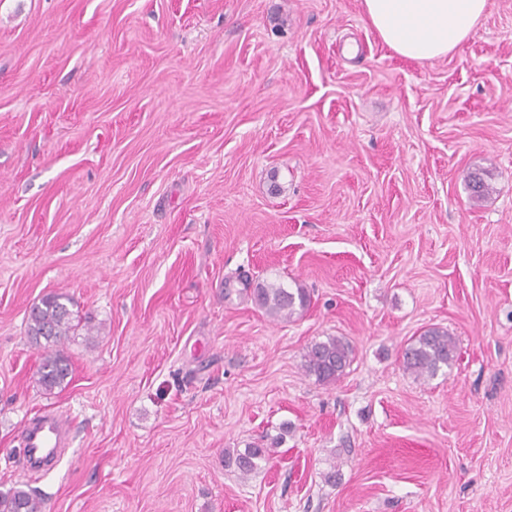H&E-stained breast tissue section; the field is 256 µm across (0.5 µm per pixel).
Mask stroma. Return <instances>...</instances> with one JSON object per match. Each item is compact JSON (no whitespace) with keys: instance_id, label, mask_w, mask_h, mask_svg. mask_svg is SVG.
I'll list each match as a JSON object with an SVG mask.
<instances>
[{"instance_id":"1","label":"stroma","mask_w":512,"mask_h":512,"mask_svg":"<svg viewBox=\"0 0 512 512\" xmlns=\"http://www.w3.org/2000/svg\"><path fill=\"white\" fill-rule=\"evenodd\" d=\"M490 193L472 202L469 172ZM262 280L310 308L267 318ZM73 297L70 383L30 307ZM447 372L401 365L430 327ZM346 339L334 385L303 370ZM72 425L26 472L22 427ZM278 453L249 478V443ZM45 512H512V0L448 56L362 0H0V491ZM455 359V342L448 331L432 328L412 338L402 352V367L418 379H433ZM352 348L342 338L330 336L313 344L304 356L303 368L319 384L338 381L352 362ZM276 448H263L258 445H248L243 451L226 449L224 451V464L234 466L243 477H247L261 468V463L268 462L276 453ZM43 502L23 488L13 487L0 492V512H43Z\"/></svg>"}]
</instances>
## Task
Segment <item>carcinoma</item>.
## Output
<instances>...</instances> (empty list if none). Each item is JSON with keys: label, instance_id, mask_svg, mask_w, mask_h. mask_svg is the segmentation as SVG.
Returning <instances> with one entry per match:
<instances>
[{"label": "carcinoma", "instance_id": "carcinoma-1", "mask_svg": "<svg viewBox=\"0 0 512 512\" xmlns=\"http://www.w3.org/2000/svg\"><path fill=\"white\" fill-rule=\"evenodd\" d=\"M471 199L479 201L489 193V185L478 174L468 180ZM255 300L274 321L288 320L302 314L311 303L307 289L297 284L289 288L279 282H263L254 288ZM69 295L50 293L30 311L27 335L43 346L37 369V382L47 392L62 386L71 375L69 357L61 345L73 335L79 320ZM455 359V342L444 330L432 328L412 338L402 352V367L418 379H432L451 366ZM352 362V348L343 339L330 336L313 344L304 356L303 368L315 381L328 385L338 381ZM275 454L273 448L249 445L244 450H225L224 464L235 467L247 477L261 468ZM0 512H43V502L33 493L19 487L0 492Z\"/></svg>", "mask_w": 512, "mask_h": 512}]
</instances>
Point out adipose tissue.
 Listing matches in <instances>:
<instances>
[{"mask_svg":"<svg viewBox=\"0 0 512 512\" xmlns=\"http://www.w3.org/2000/svg\"><path fill=\"white\" fill-rule=\"evenodd\" d=\"M362 6L388 48L425 62L456 49L484 14L487 0H362Z\"/></svg>","mask_w":512,"mask_h":512,"instance_id":"1","label":"adipose tissue"}]
</instances>
